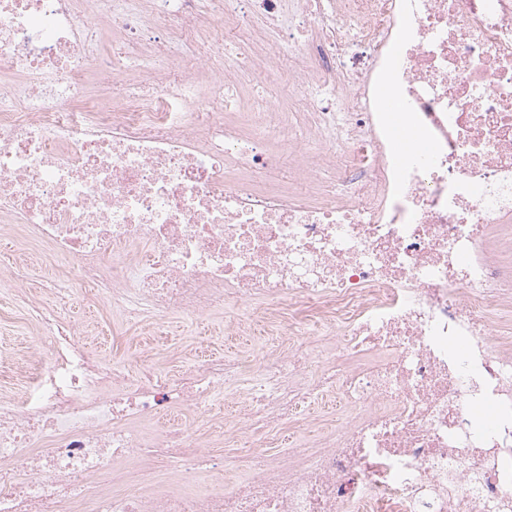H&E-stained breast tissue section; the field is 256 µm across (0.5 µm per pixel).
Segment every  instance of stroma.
<instances>
[{
  "instance_id": "35a3bbf8",
  "label": "stroma",
  "mask_w": 512,
  "mask_h": 512,
  "mask_svg": "<svg viewBox=\"0 0 512 512\" xmlns=\"http://www.w3.org/2000/svg\"><path fill=\"white\" fill-rule=\"evenodd\" d=\"M16 262L29 265L33 277L15 298L6 285L10 267ZM50 279L71 289L69 315L88 336L93 351L128 368L150 361L161 370L175 373L186 369L198 353L250 360L259 354L264 342L256 331L254 314L236 309L198 317L174 316L160 327L127 320L113 311L107 300L78 284L69 260L53 255L44 246H23L11 233L4 232L0 234V351L37 357L40 345L26 308L40 302L41 285Z\"/></svg>"
}]
</instances>
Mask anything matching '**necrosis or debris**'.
Returning a JSON list of instances; mask_svg holds the SVG:
<instances>
[{"label":"necrosis or debris","instance_id":"necrosis-or-debris-1","mask_svg":"<svg viewBox=\"0 0 512 512\" xmlns=\"http://www.w3.org/2000/svg\"><path fill=\"white\" fill-rule=\"evenodd\" d=\"M197 2L0 0V223L130 317L258 306L267 354L128 371L43 284L0 512H512V271L487 245L512 223V0H249L257 25ZM290 14L303 44H270ZM220 400L242 478L203 487Z\"/></svg>","mask_w":512,"mask_h":512}]
</instances>
